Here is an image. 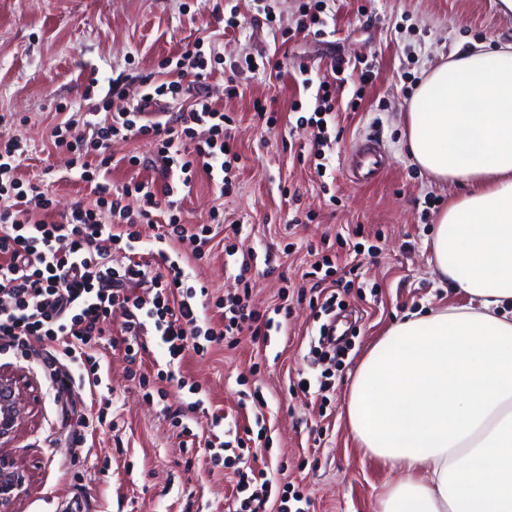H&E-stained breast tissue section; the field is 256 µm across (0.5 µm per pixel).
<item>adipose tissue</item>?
<instances>
[{"label":"adipose tissue","instance_id":"adipose-tissue-1","mask_svg":"<svg viewBox=\"0 0 512 512\" xmlns=\"http://www.w3.org/2000/svg\"><path fill=\"white\" fill-rule=\"evenodd\" d=\"M406 125L414 162L461 188L432 265L469 302L395 322L350 383L347 424L402 473L376 512H512V42L432 67Z\"/></svg>","mask_w":512,"mask_h":512}]
</instances>
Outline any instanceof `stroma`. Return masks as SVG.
I'll return each mask as SVG.
<instances>
[{"label":"stroma","instance_id":"stroma-1","mask_svg":"<svg viewBox=\"0 0 512 512\" xmlns=\"http://www.w3.org/2000/svg\"><path fill=\"white\" fill-rule=\"evenodd\" d=\"M302 2L278 0L269 19L261 0H0V137L23 142L27 156L17 176L45 184L62 209L75 202L94 206L95 197L71 170L70 154L50 141L59 104L77 107L89 94L102 99L120 76L128 96H135L138 76L198 39L225 61L264 51L289 71L281 78L240 75L233 98L224 93L226 73L214 72L211 93L235 118L240 161L233 186L222 196L201 176L176 195L183 223H209L217 209L226 222L242 226L231 239L234 256L219 244L209 257L186 264L188 285L224 296L235 288L243 256L253 255L250 304L260 312L289 305L281 330L266 341L245 337L235 348L215 345L171 364L175 376L201 386L205 401L190 411L185 392L170 391L168 405L199 437L187 447L159 406L129 381L123 352H108L102 361L118 426L98 430L83 444L76 434L85 392L52 389L36 361L0 355V372L28 387L25 423L6 449L27 476L17 512H230L234 471L212 466L202 445L218 412L225 427L251 429L255 467L292 482L308 499L309 512H375L381 491L399 479V472L356 448L344 417L348 385L369 348L404 313L468 302L433 274L425 245L458 188L432 187L411 163L403 112L428 64L511 37L512 17L499 13L497 0H327L323 17L334 21L335 32L317 37L293 31ZM233 12L240 26L225 29ZM276 28L293 35L274 39ZM337 60L361 61L372 78L364 85L352 74L336 91L338 142L325 182L294 155L308 142L298 119L311 115L315 100L290 74L303 64L312 80L329 78ZM359 86L364 95L353 110L348 103ZM257 100L276 113L274 130L256 116ZM296 100L301 106L294 112ZM370 139L384 145L388 169L375 183L357 186L347 159ZM324 183L329 193H322ZM288 185L300 192L298 206L281 196ZM298 211L309 220L293 223ZM311 246L325 250L336 266L322 286L336 292V319L348 327L340 337L348 352L338 363L311 344L326 316L292 298ZM354 262L356 277H345L344 267ZM303 380L309 391L300 389ZM256 390L265 400L260 410L249 399Z\"/></svg>","mask_w":512,"mask_h":512}]
</instances>
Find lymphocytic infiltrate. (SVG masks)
<instances>
[{
  "label": "lymphocytic infiltrate",
  "mask_w": 512,
  "mask_h": 512,
  "mask_svg": "<svg viewBox=\"0 0 512 512\" xmlns=\"http://www.w3.org/2000/svg\"><path fill=\"white\" fill-rule=\"evenodd\" d=\"M195 41L178 57L164 58L155 72L141 80L139 101L110 109L111 99L124 98L123 86L113 85L98 107L88 112L68 111L54 124L50 138L56 149L73 153L83 181L93 184L94 207L74 204L56 211L46 188L22 183L13 174L21 141L0 138V354L13 353L27 360L41 354L40 367L51 383L85 388L90 403L80 422L83 434H94L107 422L112 398L103 391L97 349H122L129 363L141 360L149 335H156L170 361L186 354L207 352L211 344L239 343L241 337L258 338L274 326L273 318L260 315L248 301V265L236 276L240 292L216 299L207 287L187 286L180 259H166L164 271L151 270L148 262L127 257L112 263L109 253L121 243H135L139 226L163 215L159 242L188 243L194 259H203L223 227L219 214L209 223L189 226L179 215L178 186H190L198 173L216 177L220 193H229L232 169L239 159L231 145L234 119L209 93L211 64L224 63L219 52H203ZM303 88H315L316 107L306 121L310 144L307 152L318 176L330 164L327 119L335 114L334 90L329 81L313 83L303 78ZM184 97L185 104L166 121L147 118L150 106L166 111L169 98ZM90 131L75 138L74 126ZM146 139L155 146L150 165L164 185L154 190L137 182L113 191L100 177L110 164L106 150L112 141ZM213 307L218 321H201L200 309ZM120 314L118 333L109 326ZM234 512H267L269 500H279L277 512H292L291 502L301 501L289 487L274 488L265 471L236 468Z\"/></svg>",
  "instance_id": "lymphocytic-infiltrate-1"
}]
</instances>
